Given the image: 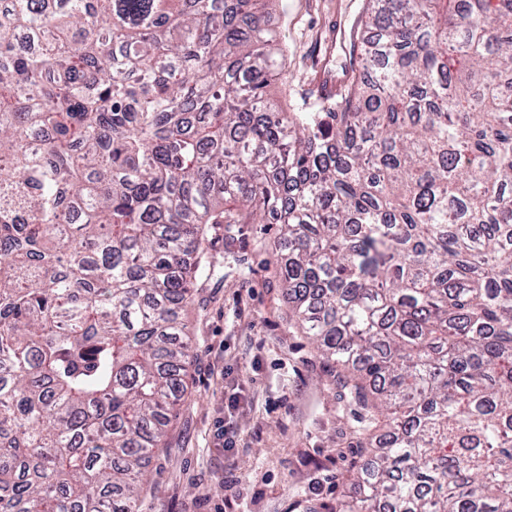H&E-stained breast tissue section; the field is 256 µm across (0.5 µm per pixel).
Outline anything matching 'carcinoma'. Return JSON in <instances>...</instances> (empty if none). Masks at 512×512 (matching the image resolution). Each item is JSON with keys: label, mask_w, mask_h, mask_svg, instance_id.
<instances>
[{"label": "carcinoma", "mask_w": 512, "mask_h": 512, "mask_svg": "<svg viewBox=\"0 0 512 512\" xmlns=\"http://www.w3.org/2000/svg\"><path fill=\"white\" fill-rule=\"evenodd\" d=\"M261 0L0 9V512H140L208 224H279L360 409L332 512H512V0H369L335 96Z\"/></svg>", "instance_id": "carcinoma-1"}]
</instances>
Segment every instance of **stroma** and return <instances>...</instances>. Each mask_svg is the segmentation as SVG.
Masks as SVG:
<instances>
[{"label": "stroma", "mask_w": 512, "mask_h": 512, "mask_svg": "<svg viewBox=\"0 0 512 512\" xmlns=\"http://www.w3.org/2000/svg\"><path fill=\"white\" fill-rule=\"evenodd\" d=\"M366 5L281 0L271 23L294 80L270 87L275 104L288 109L307 95L326 41L353 40ZM276 235L273 224L209 231L220 265L193 290L187 393L150 465L142 512H330L346 490L360 461L354 409L313 342L288 327Z\"/></svg>", "instance_id": "obj_1"}]
</instances>
